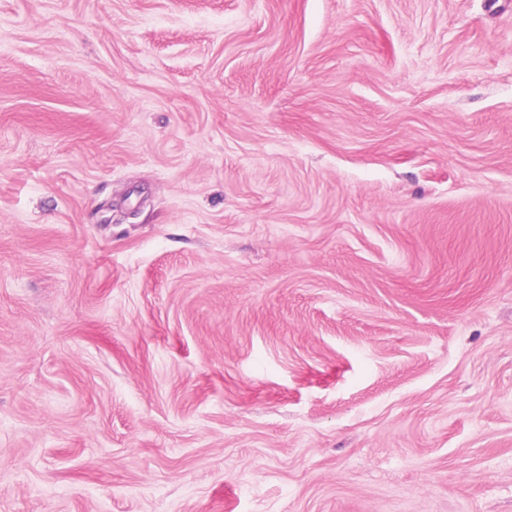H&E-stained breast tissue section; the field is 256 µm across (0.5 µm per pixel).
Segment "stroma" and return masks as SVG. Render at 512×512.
<instances>
[{
    "mask_svg": "<svg viewBox=\"0 0 512 512\" xmlns=\"http://www.w3.org/2000/svg\"><path fill=\"white\" fill-rule=\"evenodd\" d=\"M0 512H512V0H0Z\"/></svg>",
    "mask_w": 512,
    "mask_h": 512,
    "instance_id": "35a3bbf8",
    "label": "stroma"
}]
</instances>
